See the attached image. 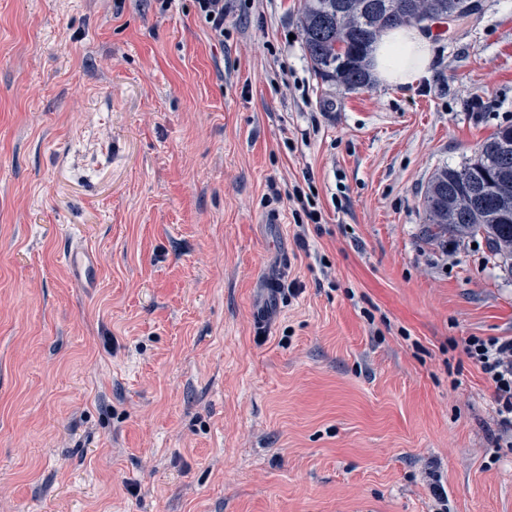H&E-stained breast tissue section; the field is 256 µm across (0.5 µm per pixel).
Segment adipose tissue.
I'll list each match as a JSON object with an SVG mask.
<instances>
[{
	"instance_id": "adipose-tissue-1",
	"label": "adipose tissue",
	"mask_w": 512,
	"mask_h": 512,
	"mask_svg": "<svg viewBox=\"0 0 512 512\" xmlns=\"http://www.w3.org/2000/svg\"><path fill=\"white\" fill-rule=\"evenodd\" d=\"M435 45L431 34L416 25L386 31L371 60L373 77L383 86L418 84L432 73Z\"/></svg>"
}]
</instances>
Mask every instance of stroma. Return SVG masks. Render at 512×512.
<instances>
[{"instance_id": "obj_1", "label": "stroma", "mask_w": 512, "mask_h": 512, "mask_svg": "<svg viewBox=\"0 0 512 512\" xmlns=\"http://www.w3.org/2000/svg\"><path fill=\"white\" fill-rule=\"evenodd\" d=\"M478 2L429 79L349 91L303 0L220 41L192 0H0V512H512L464 352L512 272L423 208L512 124V0ZM293 199H296V201L300 204V209L302 211L303 216L311 221L312 223L316 224L319 223V220L321 219V216L318 214L317 210L311 209L313 208V204L310 201V198L305 196V194L298 188H294L293 193ZM294 223L298 228H300L296 232V237L298 240H304L305 234H304V218L300 211L294 210ZM62 259L64 263L75 273H84L87 277L95 275V264L88 247L83 245L70 246L64 250Z\"/></svg>"}]
</instances>
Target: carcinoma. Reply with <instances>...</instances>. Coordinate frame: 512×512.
Listing matches in <instances>:
<instances>
[{"label": "carcinoma", "mask_w": 512, "mask_h": 512, "mask_svg": "<svg viewBox=\"0 0 512 512\" xmlns=\"http://www.w3.org/2000/svg\"><path fill=\"white\" fill-rule=\"evenodd\" d=\"M450 16L461 20L472 13L462 8L461 0H304L300 27L317 75L356 90L372 83L371 53L386 30ZM505 170L503 195L466 202V185L494 181ZM423 206L432 237L481 235L512 272V125L487 138L473 161L439 168Z\"/></svg>", "instance_id": "1"}]
</instances>
